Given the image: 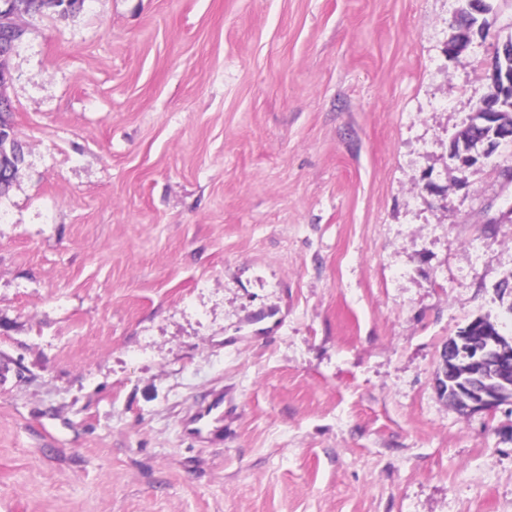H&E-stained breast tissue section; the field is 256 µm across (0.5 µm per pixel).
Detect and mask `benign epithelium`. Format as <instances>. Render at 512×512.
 I'll return each mask as SVG.
<instances>
[{"label": "benign epithelium", "mask_w": 512, "mask_h": 512, "mask_svg": "<svg viewBox=\"0 0 512 512\" xmlns=\"http://www.w3.org/2000/svg\"><path fill=\"white\" fill-rule=\"evenodd\" d=\"M474 34L482 35L481 29L471 25L461 28L448 40L447 55L458 54ZM20 37L16 29L0 35V56H9ZM510 56L512 44L504 43L484 61L487 92L475 104L465 127L449 144L448 156L459 168L483 167L500 148L512 143V136L502 132L503 112L494 111L497 105H512L505 97L501 73V60ZM435 384L438 392H446L448 404L459 411L493 412L512 400L506 391V387L512 386V348L493 332L479 336L471 335L469 330L461 332L444 346Z\"/></svg>", "instance_id": "1"}]
</instances>
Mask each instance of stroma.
Returning <instances> with one entry per match:
<instances>
[{
	"label": "stroma",
	"mask_w": 512,
	"mask_h": 512,
	"mask_svg": "<svg viewBox=\"0 0 512 512\" xmlns=\"http://www.w3.org/2000/svg\"><path fill=\"white\" fill-rule=\"evenodd\" d=\"M496 6L453 60L460 0L15 15L0 512H512V404L434 384L512 320V147L448 157ZM224 422V398L216 397L205 406L197 407L191 415V430L197 436L219 432Z\"/></svg>",
	"instance_id": "35a3bbf8"
}]
</instances>
